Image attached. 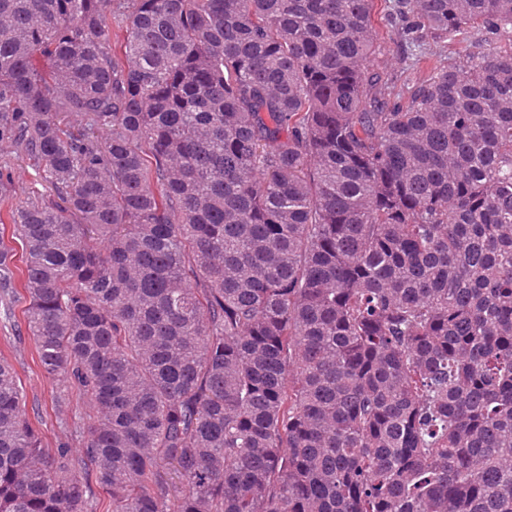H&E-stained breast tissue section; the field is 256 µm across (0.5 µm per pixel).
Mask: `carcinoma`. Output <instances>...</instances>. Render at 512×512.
Returning a JSON list of instances; mask_svg holds the SVG:
<instances>
[{"instance_id":"1","label":"carcinoma","mask_w":512,"mask_h":512,"mask_svg":"<svg viewBox=\"0 0 512 512\" xmlns=\"http://www.w3.org/2000/svg\"><path fill=\"white\" fill-rule=\"evenodd\" d=\"M374 10L0 0L24 321L89 421L47 448L0 358V512H512V0H393L407 93ZM392 25H394V23L392 22L389 2L377 0L375 5L374 26L379 34L378 43L380 44V52L374 56L371 69L388 73L398 71V74L404 71L405 73L402 75L401 84L404 80L411 86L418 80L421 73L415 67H409V61L404 62L401 51L399 50L396 40H394L395 36L393 35Z\"/></svg>"}]
</instances>
